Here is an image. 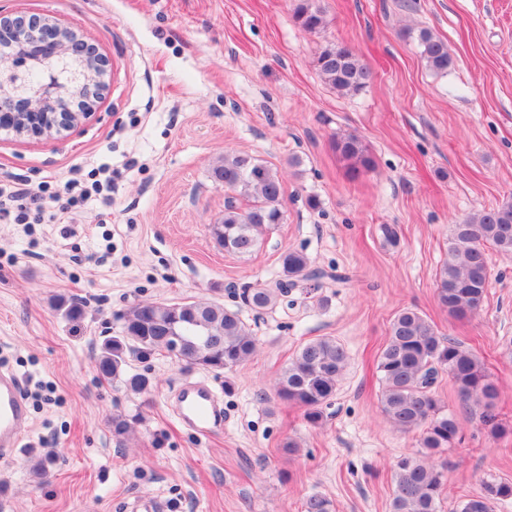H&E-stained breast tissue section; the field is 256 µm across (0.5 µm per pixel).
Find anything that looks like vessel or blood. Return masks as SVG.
I'll return each mask as SVG.
<instances>
[{"label":"vessel or blood","instance_id":"obj_1","mask_svg":"<svg viewBox=\"0 0 512 512\" xmlns=\"http://www.w3.org/2000/svg\"><path fill=\"white\" fill-rule=\"evenodd\" d=\"M178 420L201 435L224 425V406L216 391L204 382L183 383L176 395ZM31 427V415L21 383L10 371L0 370V457L8 458Z\"/></svg>","mask_w":512,"mask_h":512}]
</instances>
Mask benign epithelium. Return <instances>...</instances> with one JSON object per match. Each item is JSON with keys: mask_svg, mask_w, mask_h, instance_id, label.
Listing matches in <instances>:
<instances>
[{"mask_svg": "<svg viewBox=\"0 0 512 512\" xmlns=\"http://www.w3.org/2000/svg\"><path fill=\"white\" fill-rule=\"evenodd\" d=\"M8 36L43 48V81L37 92H28L25 80L33 60L22 53L0 54V96L10 99L9 106L0 107V129L21 115L15 132L51 137L90 115L107 75L106 60L94 45L50 15L0 17V39Z\"/></svg>", "mask_w": 512, "mask_h": 512, "instance_id": "7a95c632", "label": "benign epithelium"}]
</instances>
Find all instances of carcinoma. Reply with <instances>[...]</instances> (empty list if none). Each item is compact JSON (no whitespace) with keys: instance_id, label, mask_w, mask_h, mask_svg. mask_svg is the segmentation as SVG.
Returning <instances> with one entry per match:
<instances>
[{"instance_id":"carcinoma-1","label":"carcinoma","mask_w":512,"mask_h":512,"mask_svg":"<svg viewBox=\"0 0 512 512\" xmlns=\"http://www.w3.org/2000/svg\"><path fill=\"white\" fill-rule=\"evenodd\" d=\"M295 20L309 32L326 25L324 12L315 0H299ZM417 40L429 69L437 74L448 72L453 59L445 42L425 28L418 30ZM315 66L341 94L359 92L371 79L368 68L343 44L324 46ZM336 149L353 176L372 166L365 146L354 136L337 141ZM211 177L229 194L224 217L211 228L213 238L231 255H252L262 236L283 216L278 173L251 155L227 153L212 169ZM240 199L250 201L249 206L240 208ZM488 245L512 254V203L484 210L454 225L448 259L439 269L436 288L438 305L448 316L464 320L482 309L491 278L485 254ZM282 268L286 280L273 287L248 286L233 292V297L249 311L262 313L273 308L296 282L317 283L326 276L298 251L282 255ZM121 319L120 334L105 342L96 367L105 378H122L126 390L135 394L149 392L152 383L148 376L127 370L130 360L170 355L174 343L178 349L175 360L184 369L224 370L244 363L256 351V338L241 307L233 309L216 301L138 303L127 308ZM347 359V351L336 339L322 336L310 340L280 374L277 396L302 408L308 423L319 424L336 395ZM377 370L382 412L400 431H420V447L430 454L454 447L463 431L460 417L454 412L441 413L434 395L442 372L448 373L462 409H478L481 423L491 435L512 433V425L505 423L498 411V382L485 363L457 340L439 335L414 309L401 310L391 322ZM443 489L441 471L415 456H403L396 463L391 512H440ZM510 499L512 482L488 480L482 482L479 492L460 502L457 512H493L496 504ZM304 512H334V505L322 495H313L305 501Z\"/></svg>"}]
</instances>
